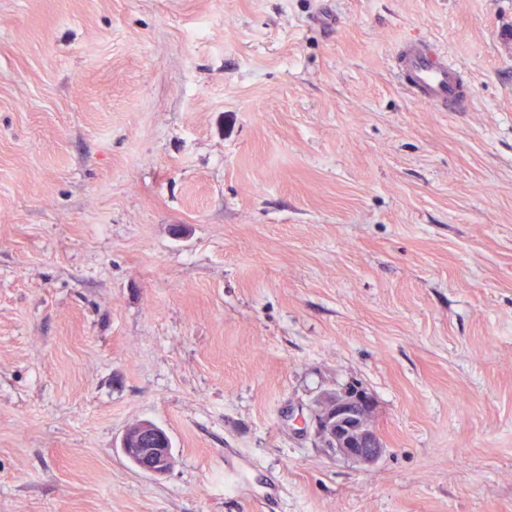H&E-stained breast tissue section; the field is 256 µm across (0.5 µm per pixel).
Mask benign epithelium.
I'll list each match as a JSON object with an SVG mask.
<instances>
[{
  "instance_id": "1",
  "label": "benign epithelium",
  "mask_w": 512,
  "mask_h": 512,
  "mask_svg": "<svg viewBox=\"0 0 512 512\" xmlns=\"http://www.w3.org/2000/svg\"><path fill=\"white\" fill-rule=\"evenodd\" d=\"M311 412L315 434L326 447L360 464H372L382 454L384 444L372 424L375 403L359 383L351 382L336 392L326 393ZM166 436L155 426L145 423L138 435H123L124 455L137 460L138 468L161 475L170 468V449Z\"/></svg>"
}]
</instances>
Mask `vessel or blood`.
<instances>
[{"label":"vessel or blood","instance_id":"obj_1","mask_svg":"<svg viewBox=\"0 0 512 512\" xmlns=\"http://www.w3.org/2000/svg\"><path fill=\"white\" fill-rule=\"evenodd\" d=\"M393 66L402 77L405 91L436 110L458 112L470 101L466 77L434 40L416 38L399 43Z\"/></svg>","mask_w":512,"mask_h":512}]
</instances>
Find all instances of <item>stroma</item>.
Instances as JSON below:
<instances>
[{
  "instance_id": "obj_1",
  "label": "stroma",
  "mask_w": 512,
  "mask_h": 512,
  "mask_svg": "<svg viewBox=\"0 0 512 512\" xmlns=\"http://www.w3.org/2000/svg\"><path fill=\"white\" fill-rule=\"evenodd\" d=\"M0 512H512V0H0ZM393 67L405 91L415 100L441 112H459L470 101V85L460 68L432 39L416 38L398 44ZM318 401L324 407L316 403L310 422L325 446L360 464L374 463L384 444L372 424L375 403L367 390L351 382ZM152 424V423H151ZM144 423L143 428L138 435L129 437L125 432L121 440V449L124 455L133 458L130 461L138 468L149 474L161 475L166 473L170 468V448H154V446H164L166 444V436L155 426ZM138 445L133 448L132 444Z\"/></svg>"
}]
</instances>
